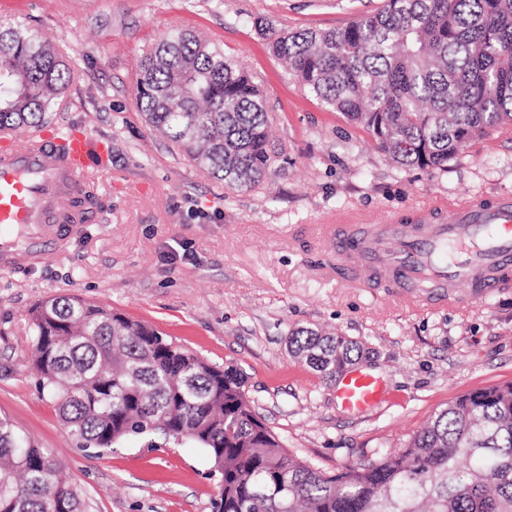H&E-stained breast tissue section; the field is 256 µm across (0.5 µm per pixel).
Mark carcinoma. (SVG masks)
Listing matches in <instances>:
<instances>
[{"label": "carcinoma", "instance_id": "cac0c4a2", "mask_svg": "<svg viewBox=\"0 0 512 512\" xmlns=\"http://www.w3.org/2000/svg\"><path fill=\"white\" fill-rule=\"evenodd\" d=\"M258 29L305 89L404 167L446 168L512 124V0H385L342 28ZM72 78L50 41L0 22V133L40 128ZM136 99L156 132L228 190L261 185L280 155L263 90L194 33L171 31L141 56ZM29 315L39 389L70 436L102 454L130 436L192 440L218 473L214 512H512V382L456 397L406 448L332 473L284 448L236 367L74 295ZM358 352L311 327L289 335L290 356L330 381ZM0 512H82L73 479L2 416Z\"/></svg>", "mask_w": 512, "mask_h": 512}]
</instances>
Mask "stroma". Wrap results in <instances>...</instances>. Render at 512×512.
I'll return each instance as SVG.
<instances>
[{
	"mask_svg": "<svg viewBox=\"0 0 512 512\" xmlns=\"http://www.w3.org/2000/svg\"><path fill=\"white\" fill-rule=\"evenodd\" d=\"M383 0H0V17L67 52L74 71L48 126L112 140L101 202L82 235L45 260L0 271V416L74 476L84 512H213L218 480L188 440L133 437L99 455L79 448L29 367V311L61 295L145 321L209 363L236 366L257 413L288 450L336 472L396 451L448 402L512 381V289L451 307L399 296L389 274L327 266L319 225L361 214L385 224L438 202L512 196V125L470 142L442 170L403 167L288 72L256 28L332 29ZM184 29L220 44L259 83L283 153L266 181L225 190L146 123L139 58ZM296 326L357 342L356 362L387 393L362 414L288 353Z\"/></svg>",
	"mask_w": 512,
	"mask_h": 512,
	"instance_id": "1",
	"label": "stroma"
}]
</instances>
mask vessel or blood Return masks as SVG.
<instances>
[{
  "instance_id": "vessel-or-blood-1",
  "label": "vessel or blood",
  "mask_w": 512,
  "mask_h": 512,
  "mask_svg": "<svg viewBox=\"0 0 512 512\" xmlns=\"http://www.w3.org/2000/svg\"><path fill=\"white\" fill-rule=\"evenodd\" d=\"M110 157V140L84 130L32 132L21 143L0 136V270L39 262L49 246L82 232V223L62 225L64 204ZM433 213L420 208L367 233L348 225L337 264L386 268L405 294L438 288L452 304L486 299L512 282L511 198L456 205L444 223ZM383 394L382 379L358 369L336 386L338 403L352 414L373 408Z\"/></svg>"
}]
</instances>
